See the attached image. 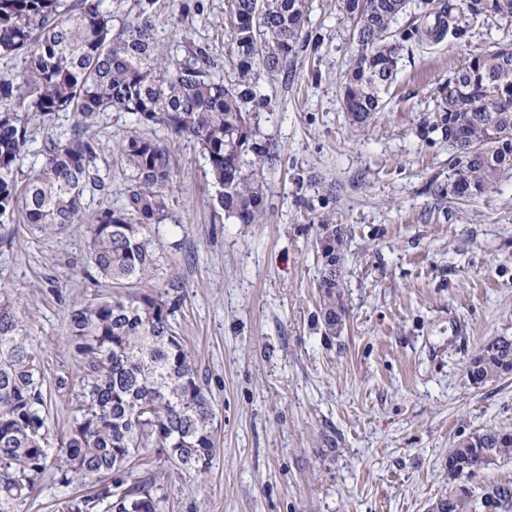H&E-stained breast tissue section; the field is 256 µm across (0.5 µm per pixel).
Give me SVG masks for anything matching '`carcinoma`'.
Segmentation results:
<instances>
[{"label":"carcinoma","mask_w":512,"mask_h":512,"mask_svg":"<svg viewBox=\"0 0 512 512\" xmlns=\"http://www.w3.org/2000/svg\"><path fill=\"white\" fill-rule=\"evenodd\" d=\"M157 0H139L131 20L114 28L105 0H0V56L22 58L14 76H0V223L21 214L46 234L87 225V260L98 294L69 312V343L83 361L80 418L51 451L39 356L15 304L0 292V500L24 504L52 468L59 480L90 492L62 502L61 512H156L153 481L131 480L132 469L153 452L205 475L219 445L216 414L196 373L191 350L172 323L177 301L150 291L163 253L144 230L168 216L171 142L189 139L207 160L224 218L257 224L265 214L263 184L255 167L272 158L260 138L259 110L250 75L287 67L306 38L308 0H231V60L238 80L227 83L210 48L197 45L180 58L155 39ZM409 0H343L357 21L358 56L342 83L344 109L368 125L398 67L393 24ZM497 22L512 45V0H452L415 33L434 42L458 36L465 15ZM136 115L151 135L123 134L119 150L128 172L121 204L87 218L86 192L106 189L94 176L99 143L89 130L112 111ZM69 112L66 141L48 138L40 163L18 187L17 161L32 142L31 125ZM433 129L456 153L448 183L437 193L472 201L491 192L512 171V50L472 54L448 77ZM318 248L320 314L331 330L346 307L340 289V233L322 221ZM120 288L140 289L121 294ZM512 372V336L481 345L467 376L484 385ZM149 407L151 411L143 412ZM512 459V432L487 429L448 449V479L465 482L483 467ZM468 487L432 505L433 512H462ZM484 512L512 508V488L483 490Z\"/></svg>","instance_id":"cac0c4a2"}]
</instances>
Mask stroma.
Here are the masks:
<instances>
[{"mask_svg":"<svg viewBox=\"0 0 512 512\" xmlns=\"http://www.w3.org/2000/svg\"><path fill=\"white\" fill-rule=\"evenodd\" d=\"M430 8L410 0L395 24L399 71L368 126L343 107L357 44L341 0H311L287 74L254 70L274 152L257 174L261 223L215 211L197 146L173 143L168 217L149 227L165 257L153 290L179 302L174 325L214 403L220 446L203 477L153 454L157 512H430L452 487L449 448L512 430V373L482 386L466 374L479 345L512 336V174L466 205L437 194L454 151L429 129L450 71L503 41L478 18L460 38L418 44L406 32ZM228 10V0H160L155 38L174 55L209 45L235 81ZM138 128L119 111L93 127L106 190L87 196L88 212L120 202L127 177L113 134ZM325 219L343 236L347 313L335 332L319 314ZM86 236L19 219L0 227V289L38 350L53 439L73 424L83 374L68 313L98 292ZM74 491L45 473L18 512H57Z\"/></svg>","mask_w":512,"mask_h":512,"instance_id":"35a3bbf8","label":"stroma"}]
</instances>
